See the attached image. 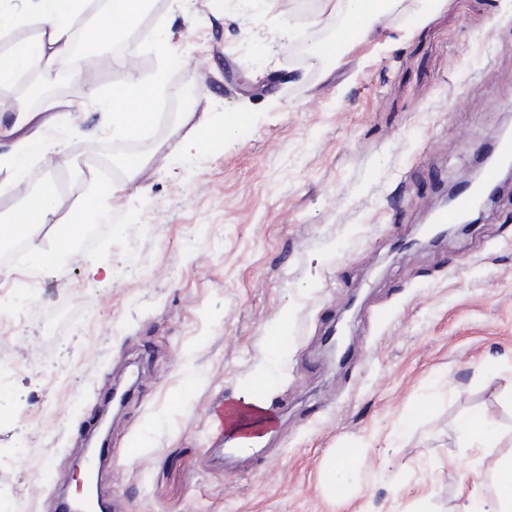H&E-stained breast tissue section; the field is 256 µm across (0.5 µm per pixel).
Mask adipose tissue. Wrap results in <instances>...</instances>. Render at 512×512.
<instances>
[{
    "label": "adipose tissue",
    "instance_id": "1",
    "mask_svg": "<svg viewBox=\"0 0 512 512\" xmlns=\"http://www.w3.org/2000/svg\"><path fill=\"white\" fill-rule=\"evenodd\" d=\"M86 4L87 0H0V40L8 42L0 50V88L14 85L20 74L31 68L49 70L72 58L74 24L83 16ZM148 4L149 0H108L107 8L95 21L97 37L95 44L89 45V53H96L98 46L123 40L143 17ZM21 26L33 28L34 37L12 39V32ZM135 97L131 81L113 85L103 96L93 89L83 91L49 103L50 116L45 120L39 112L0 105V142L5 145L0 152V173L19 176L34 155L50 148L43 128L58 130L66 140L80 136L76 116L93 101L98 102L114 136H136L144 121L131 108ZM60 205L59 188L55 182H48L43 189L28 194L19 210L0 222V241L24 240L40 265L58 264L84 231L83 225L66 224L61 234L44 235L45 224ZM490 469L491 492H470L465 512H512V455L494 459Z\"/></svg>",
    "mask_w": 512,
    "mask_h": 512
}]
</instances>
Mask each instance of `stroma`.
<instances>
[{
	"label": "stroma",
	"mask_w": 512,
	"mask_h": 512,
	"mask_svg": "<svg viewBox=\"0 0 512 512\" xmlns=\"http://www.w3.org/2000/svg\"><path fill=\"white\" fill-rule=\"evenodd\" d=\"M142 24L82 85L134 73L144 132L113 139L90 106L86 137L0 195L6 217L67 183L57 218L72 221L92 160L119 181L129 149L151 155L111 236L38 267L34 294L0 263V315L18 318L0 337L18 366L0 382V512H56L104 413L111 512H460L490 482L463 419L483 412L512 453V188L465 232L403 243L512 123V0H391L318 68L293 45L341 27L321 0H153ZM182 112L207 125L176 147ZM228 112L244 120L225 134ZM263 372L279 424L261 464L218 465L208 410ZM343 455L355 475L333 492Z\"/></svg>",
	"instance_id": "stroma-1"
}]
</instances>
